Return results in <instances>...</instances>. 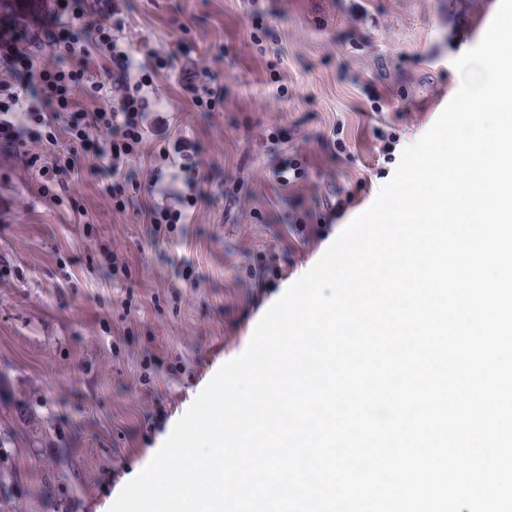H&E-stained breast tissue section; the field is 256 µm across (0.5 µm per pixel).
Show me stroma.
<instances>
[{"mask_svg":"<svg viewBox=\"0 0 512 512\" xmlns=\"http://www.w3.org/2000/svg\"><path fill=\"white\" fill-rule=\"evenodd\" d=\"M491 2L121 0L136 55L179 54L154 84L172 134L196 145L204 198L158 243L145 209L188 193L180 166L155 193L127 187L119 213L107 177L82 170L75 204L59 205L0 150V512H108L435 123ZM185 64L210 69L222 105L195 106ZM288 163L300 177L284 188L272 172ZM111 239L128 280L110 275ZM266 265L278 275L257 283Z\"/></svg>","mask_w":512,"mask_h":512,"instance_id":"obj_1","label":"stroma"}]
</instances>
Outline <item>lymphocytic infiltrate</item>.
<instances>
[{"label": "lymphocytic infiltrate", "instance_id": "1", "mask_svg": "<svg viewBox=\"0 0 512 512\" xmlns=\"http://www.w3.org/2000/svg\"><path fill=\"white\" fill-rule=\"evenodd\" d=\"M50 25H37L27 39H0V145L13 148L54 202L68 197L85 164L110 177L114 208L124 211V183L132 162L148 143L162 140V160L189 162L184 138H171L167 116L157 112L152 72L169 69L173 56L142 67L129 44L116 35V0H51ZM111 85L116 95L88 112L79 99L88 88ZM198 195L177 197L146 215L156 237L166 239L189 223Z\"/></svg>", "mask_w": 512, "mask_h": 512}]
</instances>
